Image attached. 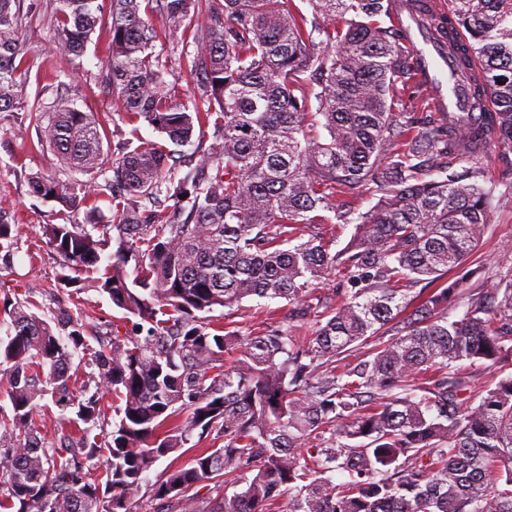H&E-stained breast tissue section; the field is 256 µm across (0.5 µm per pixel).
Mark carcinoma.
I'll list each match as a JSON object with an SVG mask.
<instances>
[{"mask_svg":"<svg viewBox=\"0 0 512 512\" xmlns=\"http://www.w3.org/2000/svg\"><path fill=\"white\" fill-rule=\"evenodd\" d=\"M55 2L56 50L73 59L109 15L102 82L162 140L135 135L105 167L93 113L33 110L19 90L22 0H0V114L28 113L66 167L65 179L30 177L32 195L75 210L99 177L117 186V237L94 238V224L43 234L64 267L96 275L149 328L95 350L67 312L4 304L0 508L130 512L152 466L198 430L224 447L152 484L173 512H279L283 497L289 512H512V374L481 386L478 373L512 361V283L481 265L465 271L475 288L444 282L486 232L484 145L512 144V0H448L450 79L470 88L475 115L431 111L419 125L412 110L429 95L397 13L431 29L420 0H306L309 17L296 0ZM178 32L201 106L166 80L157 44ZM357 189L377 202L341 203ZM333 223L354 225L335 252L309 232ZM332 272L347 288L329 305L313 284ZM255 297L287 301L315 334L204 321ZM105 390L122 405L100 443L90 434ZM47 395L74 432L36 451L31 420ZM223 475L238 489L184 504Z\"/></svg>","mask_w":512,"mask_h":512,"instance_id":"cac0c4a2","label":"carcinoma"}]
</instances>
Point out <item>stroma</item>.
<instances>
[{
  "label": "stroma",
  "mask_w": 512,
  "mask_h": 512,
  "mask_svg": "<svg viewBox=\"0 0 512 512\" xmlns=\"http://www.w3.org/2000/svg\"><path fill=\"white\" fill-rule=\"evenodd\" d=\"M54 0H23V53L32 64L51 62L57 76L53 79L28 77L22 83L27 100H38L42 111L68 103L94 112L111 135L104 140L105 159H113L120 150L119 131H137L147 140L158 134L146 123L130 126L104 87L100 72L108 56L106 28H98L92 37L82 66L57 52L50 24ZM484 185L494 200L483 245L474 259L483 264L490 276L512 273V148L489 141L482 156ZM33 175L64 177L65 170L57 155L40 144L35 127L22 112L0 116V208L9 216L15 243L10 250H0V302L7 298H26L33 312L55 313L63 307L78 318L89 333L98 336L119 331L130 336L135 331L133 319L124 318L111 301L96 288L64 282L62 261L42 233L46 224L58 221L56 203L33 197L28 179Z\"/></svg>",
  "instance_id": "stroma-1"
}]
</instances>
